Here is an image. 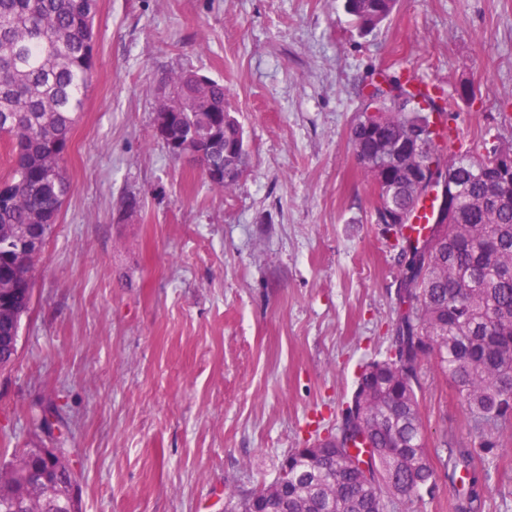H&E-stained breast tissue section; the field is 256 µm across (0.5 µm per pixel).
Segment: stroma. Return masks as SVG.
Wrapping results in <instances>:
<instances>
[{
	"instance_id": "obj_1",
	"label": "stroma",
	"mask_w": 512,
	"mask_h": 512,
	"mask_svg": "<svg viewBox=\"0 0 512 512\" xmlns=\"http://www.w3.org/2000/svg\"><path fill=\"white\" fill-rule=\"evenodd\" d=\"M185 70L224 83L248 140L223 191L154 137ZM381 71L472 87L449 114L465 147L512 141V0H399L366 34L342 0H99L73 191L0 369V435L47 446L54 410L83 512H225L336 430L361 366L393 350L399 249L350 143ZM420 383L428 451L478 447L435 365ZM476 469L480 512H512V447Z\"/></svg>"
}]
</instances>
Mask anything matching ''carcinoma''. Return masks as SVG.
<instances>
[{
  "instance_id": "1",
  "label": "carcinoma",
  "mask_w": 512,
  "mask_h": 512,
  "mask_svg": "<svg viewBox=\"0 0 512 512\" xmlns=\"http://www.w3.org/2000/svg\"><path fill=\"white\" fill-rule=\"evenodd\" d=\"M397 0H344L360 30L387 21ZM96 0H0V140L9 145V169L0 179V289H31L40 252L25 251L21 233L45 243L71 184L63 158L82 114L91 77ZM179 111L174 134L219 136L199 157L203 170L224 167L218 190L246 169L248 143L239 121L224 113V84L193 71L171 79ZM350 131V142L375 195V223L401 243L394 324L395 349L361 370L342 424L318 440L325 456L293 448L268 484L238 495L230 512H396L437 477L423 433L420 368L433 362L453 383L482 437L479 449L446 448L460 485L458 512H478L482 483L475 454L512 441V172L498 169L512 142L482 140L463 149L448 125L451 95L420 92L399 76L371 82ZM409 141L413 163L454 171L452 204L442 208L419 193L410 171L388 161ZM431 201L428 229L409 226ZM403 213L404 223H393ZM21 304L0 332L18 335Z\"/></svg>"
}]
</instances>
